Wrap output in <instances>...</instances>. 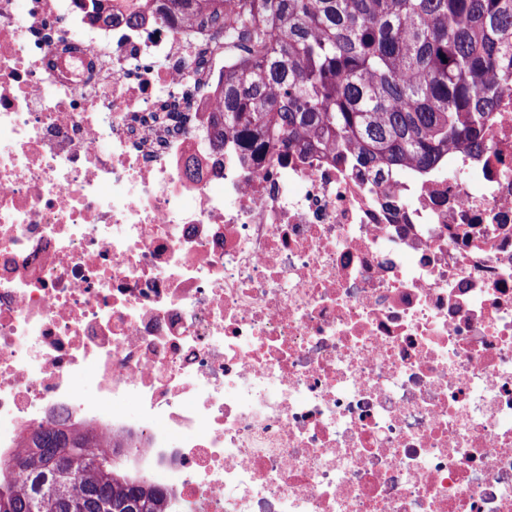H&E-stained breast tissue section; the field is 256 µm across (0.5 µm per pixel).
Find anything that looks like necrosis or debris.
Masks as SVG:
<instances>
[{"label":"necrosis or debris","mask_w":512,"mask_h":512,"mask_svg":"<svg viewBox=\"0 0 512 512\" xmlns=\"http://www.w3.org/2000/svg\"><path fill=\"white\" fill-rule=\"evenodd\" d=\"M84 2L0 0V459L61 423L168 512H512V94L442 174L249 158L222 31Z\"/></svg>","instance_id":"1"}]
</instances>
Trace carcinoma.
I'll list each match as a JSON object with an SVG mask.
<instances>
[{
    "label": "carcinoma",
    "instance_id": "1",
    "mask_svg": "<svg viewBox=\"0 0 512 512\" xmlns=\"http://www.w3.org/2000/svg\"><path fill=\"white\" fill-rule=\"evenodd\" d=\"M156 2L172 19L200 0ZM207 21L232 56L216 147L230 133L248 154L330 146L378 175L431 172L450 144L484 153L512 92V0H244ZM31 444L18 479L0 474V512H166L164 490L98 452L91 431L50 427Z\"/></svg>",
    "mask_w": 512,
    "mask_h": 512
}]
</instances>
